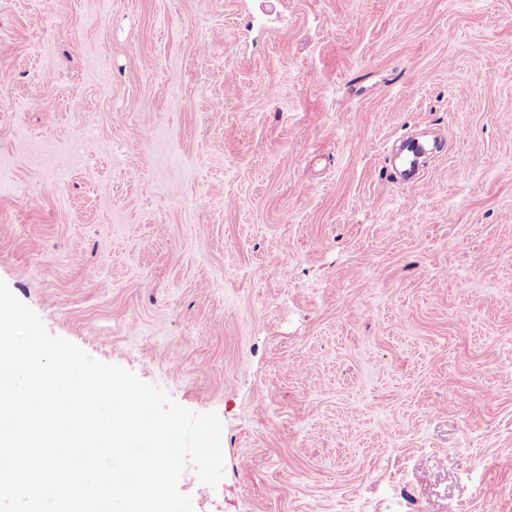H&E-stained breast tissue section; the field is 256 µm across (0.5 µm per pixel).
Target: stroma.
<instances>
[{
  "label": "stroma",
  "mask_w": 512,
  "mask_h": 512,
  "mask_svg": "<svg viewBox=\"0 0 512 512\" xmlns=\"http://www.w3.org/2000/svg\"><path fill=\"white\" fill-rule=\"evenodd\" d=\"M0 279L223 423L196 512H512V0H0Z\"/></svg>",
  "instance_id": "stroma-1"
}]
</instances>
